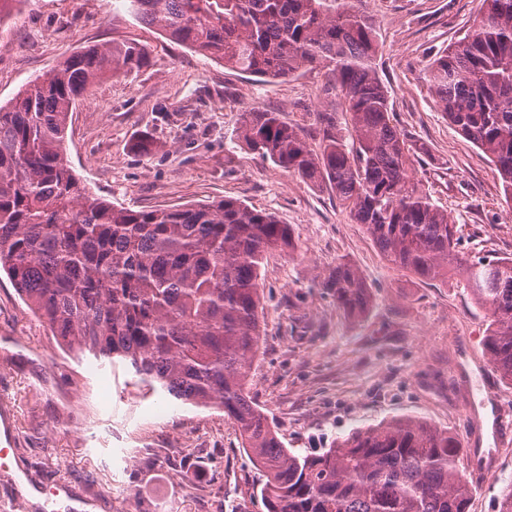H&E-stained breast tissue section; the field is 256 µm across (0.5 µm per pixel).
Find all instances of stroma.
Listing matches in <instances>:
<instances>
[{"label": "stroma", "instance_id": "stroma-1", "mask_svg": "<svg viewBox=\"0 0 512 512\" xmlns=\"http://www.w3.org/2000/svg\"><path fill=\"white\" fill-rule=\"evenodd\" d=\"M481 0H365L382 42L377 69L395 124L425 151L412 173L457 224L463 257L512 258V203L490 158L451 126L424 68L461 39ZM135 40L138 72L107 77L78 101L67 159L98 196L133 210L236 198L274 213L295 248L271 255L260 284L262 336L247 389L289 449L326 448L356 428L412 417L448 430L475 487L468 512H499L512 482V385L484 347L489 313L464 280H421L390 264L329 184H313L238 139L246 110L280 113L312 149L336 118L323 70L246 76L140 24L126 0H21L0 23V104L89 44ZM151 138L150 152L136 143ZM341 261L371 302L358 318L323 280ZM157 417H149V410ZM13 453L0 512H266L259 473L218 409L144 394L129 369L62 348L0 273V413ZM499 454L496 473L477 474ZM27 500L15 499V480ZM60 482L62 499L43 493Z\"/></svg>", "mask_w": 512, "mask_h": 512}]
</instances>
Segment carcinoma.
<instances>
[{"instance_id": "obj_1", "label": "carcinoma", "mask_w": 512, "mask_h": 512, "mask_svg": "<svg viewBox=\"0 0 512 512\" xmlns=\"http://www.w3.org/2000/svg\"><path fill=\"white\" fill-rule=\"evenodd\" d=\"M363 0H129L143 25L264 79L322 67L351 141L309 148L280 113H245L249 150L307 181L329 183L397 268L422 279L465 274L490 313L485 350L512 384V258L459 257L457 225L411 174L420 152L392 123L376 68L377 29ZM472 28L425 69L442 112L494 163L512 200V0H482ZM146 46L88 45L0 105V271L57 342L129 366L137 383L233 420L261 476L267 512H467L473 484L448 431L397 418L320 451L285 448L246 390L261 325L260 270L294 248L272 212L235 198L151 210L116 208L65 158L71 112L86 89L127 76ZM324 287L348 316L370 293L339 262Z\"/></svg>"}]
</instances>
